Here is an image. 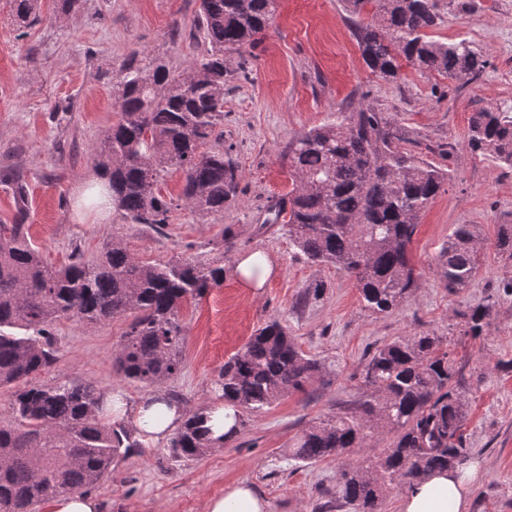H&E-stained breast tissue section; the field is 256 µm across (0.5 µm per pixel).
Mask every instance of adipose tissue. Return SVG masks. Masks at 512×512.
<instances>
[{
  "instance_id": "ef3b65f1",
  "label": "adipose tissue",
  "mask_w": 512,
  "mask_h": 512,
  "mask_svg": "<svg viewBox=\"0 0 512 512\" xmlns=\"http://www.w3.org/2000/svg\"><path fill=\"white\" fill-rule=\"evenodd\" d=\"M186 410L163 391L127 406L119 395L106 394L101 415L125 421L137 433L154 442L168 438L178 429ZM471 471L440 470L415 484L404 496L401 512H466ZM206 512H269L267 503L246 483L227 489L223 496L210 499Z\"/></svg>"
}]
</instances>
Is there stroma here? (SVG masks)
Here are the masks:
<instances>
[{
	"instance_id": "35a3bbf8",
	"label": "stroma",
	"mask_w": 512,
	"mask_h": 512,
	"mask_svg": "<svg viewBox=\"0 0 512 512\" xmlns=\"http://www.w3.org/2000/svg\"><path fill=\"white\" fill-rule=\"evenodd\" d=\"M199 10L200 0H82L66 15L60 0H38L37 19L23 22L12 0H0V223L25 212L32 242L54 267L75 251L95 259L114 241L152 265L197 252L223 261V285L188 300L179 312L183 369L162 389L186 409L215 401L225 361L272 320L286 326L326 374L266 411L243 414L236 435L203 456L178 458L167 444L139 441L92 495L105 512H205L210 498L246 482L269 512H350L336 498V476L366 465L369 449L306 464L293 459L290 445L308 424L357 410L367 393L365 366L377 348L430 334L454 361L450 385L465 399V446L470 462L482 465L468 512H512V291L505 288L512 253L497 246L502 226L512 225V167L466 146L472 112H512V0H452L442 8L435 38L466 40L486 60L482 75L465 84L407 64L397 79H382L363 62L342 0H279L269 28L234 54L223 137L205 143L223 147L241 171L228 211L204 216L179 204L183 176L174 170L158 186L178 202L162 230L128 223L114 210L100 217L83 199L96 179L92 150L118 120L112 69L140 49L163 56L173 70H190L208 47ZM359 107L408 131L414 152L448 172L411 245L416 286L386 313L369 310L353 278L311 263L280 225L266 221L267 207L293 188L289 143ZM460 224L480 240L479 270L470 287L454 291L436 263ZM226 235L232 242L227 253L217 248ZM255 253L273 272L263 287H241L234 266ZM316 284L322 295L306 297ZM485 305L490 315L483 335H464L465 314ZM127 324L124 317L100 325L57 321L60 360L40 383L91 381L132 404L152 394V387L112 367Z\"/></svg>"
}]
</instances>
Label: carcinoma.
<instances>
[{
  "label": "carcinoma",
  "mask_w": 512,
  "mask_h": 512,
  "mask_svg": "<svg viewBox=\"0 0 512 512\" xmlns=\"http://www.w3.org/2000/svg\"><path fill=\"white\" fill-rule=\"evenodd\" d=\"M278 0H201L206 52L194 69L221 79L187 86L161 57L130 52L112 74L119 118L93 155L112 208L132 224L169 223L173 203L157 192L171 169L183 175L181 200L203 215H224L240 180L224 151H200L224 122L228 61L271 23ZM361 57L376 75L393 80L406 62L427 75L467 83L486 61L465 40L430 35L439 0H345ZM409 139L387 130L380 112L359 108L295 138L288 165L295 187L279 200L272 223L308 260L352 277L366 307L385 313L415 287L410 247L421 214L447 177L441 166L407 148ZM471 153L512 165V113L481 109L469 118ZM479 243L461 224L439 253L445 287H468L478 271ZM224 283V267L201 255L166 265L145 264L119 243L94 260L77 251L49 267L25 224H0V388L16 385L10 418L0 423V512H36L38 503L86 491L112 477V465L136 446L124 428L102 423V394L92 382L35 379L60 351L51 329L63 318L86 325L130 318L113 365L127 380L161 385L177 377L184 301ZM488 307L464 315L466 333L482 335ZM20 326L22 337L4 331ZM323 372L274 320L224 363L220 396L239 412H262L303 391ZM453 363L436 336L399 338L378 348L365 369L371 389L356 414H336L302 429L294 459L313 463L350 448H372L378 432L391 442L369 467L343 469L336 496L352 512H380L386 494L411 488L436 469L466 461L465 402L449 388ZM190 410L169 447L180 457L206 453L213 442Z\"/></svg>",
  "instance_id": "1"
}]
</instances>
